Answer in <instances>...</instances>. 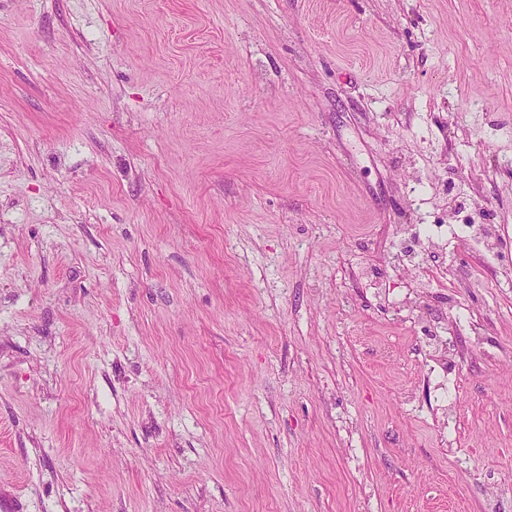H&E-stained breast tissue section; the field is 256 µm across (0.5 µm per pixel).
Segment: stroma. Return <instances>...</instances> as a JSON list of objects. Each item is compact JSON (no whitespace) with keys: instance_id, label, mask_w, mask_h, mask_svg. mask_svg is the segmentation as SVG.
Listing matches in <instances>:
<instances>
[{"instance_id":"1","label":"stroma","mask_w":512,"mask_h":512,"mask_svg":"<svg viewBox=\"0 0 512 512\" xmlns=\"http://www.w3.org/2000/svg\"><path fill=\"white\" fill-rule=\"evenodd\" d=\"M4 502L512 512V0H0ZM452 226L455 228L456 235H460L486 250H490L493 247V237L485 224H452ZM447 338L445 336H441L437 345L431 347L430 349L425 350L426 360H430L434 363L440 365L443 370L442 380L438 381V385H441L440 388L444 390V396L446 398V406L448 407V413L452 412L454 407V399L448 395V386H447V378H448V365H449V355H448V347H447ZM447 372V373H446ZM446 376V380H445ZM446 381V383H445Z\"/></svg>"}]
</instances>
